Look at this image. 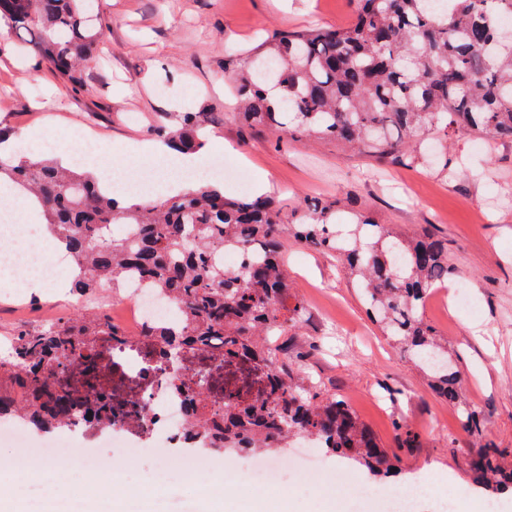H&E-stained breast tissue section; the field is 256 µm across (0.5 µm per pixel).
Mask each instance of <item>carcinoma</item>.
<instances>
[{"instance_id": "carcinoma-1", "label": "carcinoma", "mask_w": 512, "mask_h": 512, "mask_svg": "<svg viewBox=\"0 0 512 512\" xmlns=\"http://www.w3.org/2000/svg\"><path fill=\"white\" fill-rule=\"evenodd\" d=\"M448 2L354 0L347 26L276 30L247 56H225L236 117L276 137L333 140L384 166L429 161L445 180L455 179L462 158L438 151L428 159L423 143L446 147L460 130L512 142V41L498 39L512 0ZM0 20L76 89L81 65L106 28L91 0H0ZM212 121L211 112H187L180 129L160 124L156 134L179 153H195L204 146L199 132ZM3 179L34 198L72 255L77 295L103 280L123 291L134 276L171 297L182 307V323H153L148 335L159 337L172 359L181 348L203 352L213 337H224V367L240 387L224 403L223 427L205 434L210 449L273 452L285 438L303 435L373 475L394 473L393 458L350 406L295 379L288 352L270 340L288 335L304 317L300 303L289 302L290 238L344 262L373 321L457 408L462 429L481 431L480 413L461 400L459 370L423 314L432 289L457 276L448 238L433 230L407 235L338 199L286 215L268 196L229 197L217 186L118 209L94 178L56 162L15 165L0 158ZM116 224L130 232L114 233ZM338 224L351 228L341 234ZM226 251L237 254L232 268L224 266ZM106 336H116L106 316L82 313L18 331L0 355V418L46 430L66 428L77 413L89 412V424H112V396L88 377L95 339ZM16 391L30 394L28 408L13 406ZM470 475L492 491L512 490V464L490 443L476 450Z\"/></svg>"}]
</instances>
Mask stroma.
Segmentation results:
<instances>
[{"instance_id": "obj_1", "label": "stroma", "mask_w": 512, "mask_h": 512, "mask_svg": "<svg viewBox=\"0 0 512 512\" xmlns=\"http://www.w3.org/2000/svg\"><path fill=\"white\" fill-rule=\"evenodd\" d=\"M94 10L108 29L77 92L17 46L13 35H0V127L23 140L36 131L55 143L87 129L117 152L153 139L166 114L208 110L220 119L207 130L203 164L244 171L250 181L266 172L268 193L283 211L305 209L314 197L338 198L403 231L429 224L445 235L449 260L480 311L447 300L427 304L424 316L448 343L462 375V399L483 417L481 434L464 432L426 374L382 336L336 258L293 242L286 250L292 298L306 313H318L323 325L296 329L288 355L297 377L345 401L395 457L392 476L365 473L364 483L388 490L430 482L474 512L491 496L470 477L476 446L494 444L512 462V144L454 136L455 152L483 177L445 182L429 168H388L332 141L278 140L235 120L227 49L248 51L276 30L348 24L352 0H96ZM11 285L0 280V345L19 330L74 312L66 302V274L21 297L13 296ZM184 459L173 450L164 468L173 479L175 512H241L246 486L234 483L220 496L198 499L191 482L178 479ZM324 460V484H293L288 512H343L355 468L334 455Z\"/></svg>"}]
</instances>
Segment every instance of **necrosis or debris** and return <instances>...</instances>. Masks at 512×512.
Returning a JSON list of instances; mask_svg holds the SVG:
<instances>
[{"label": "necrosis or debris", "instance_id": "obj_1", "mask_svg": "<svg viewBox=\"0 0 512 512\" xmlns=\"http://www.w3.org/2000/svg\"><path fill=\"white\" fill-rule=\"evenodd\" d=\"M0 223L13 225L15 233L25 234L33 245L20 251L13 247L0 248V270L36 267L45 281H53L59 255L39 247L43 227L39 224L20 225L12 211L0 210ZM127 308L131 322L116 324L118 342L99 346L97 370L106 393L116 400L119 420L109 426H89L74 420L68 427L71 437L84 446L83 453L71 454L58 440L49 438L32 444L29 429L11 419L0 420V441L18 448V467L32 462L68 458L71 468L82 471L106 472L114 456L136 461L151 455L164 459L172 448H197L201 435L191 425L195 388L192 371L198 363L215 364L224 356L222 347L214 345L204 357H185L179 363L164 362L159 350L161 343L147 333L150 322L165 320L177 323L180 307L156 289L130 282L127 291L117 300ZM248 478L253 487L265 491L283 487L289 476L318 469L314 443L307 437H296L286 455L274 456L263 452L251 453L245 459ZM427 484L419 482L403 491L386 494L359 489L361 501L370 503L375 512H419L427 496ZM20 512H112V494L102 490L95 509L73 495H48L43 483H35L20 508Z\"/></svg>", "mask_w": 512, "mask_h": 512}]
</instances>
